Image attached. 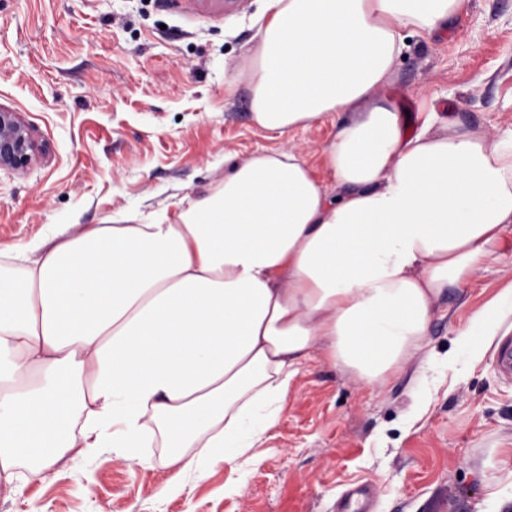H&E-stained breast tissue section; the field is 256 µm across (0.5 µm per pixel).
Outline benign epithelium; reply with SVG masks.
Here are the masks:
<instances>
[{"label":"benign epithelium","instance_id":"benign-epithelium-1","mask_svg":"<svg viewBox=\"0 0 512 512\" xmlns=\"http://www.w3.org/2000/svg\"><path fill=\"white\" fill-rule=\"evenodd\" d=\"M43 154L34 128L20 113L0 107V168L24 172Z\"/></svg>","mask_w":512,"mask_h":512}]
</instances>
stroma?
<instances>
[{
  "mask_svg": "<svg viewBox=\"0 0 512 512\" xmlns=\"http://www.w3.org/2000/svg\"><path fill=\"white\" fill-rule=\"evenodd\" d=\"M260 0H0V107L47 148L0 169V250L67 221L84 231L176 214L232 164L293 150L320 167L333 116L281 135L252 118L247 89ZM380 95L409 133L443 117L497 139L512 130V0H469L451 26L406 39ZM468 284L443 288L427 335L398 373L368 385L322 358L290 382L278 425L239 470L167 489L175 468L100 449L52 468L0 512H336L347 490L374 512H512V381L495 346L455 360L470 318L512 285V234Z\"/></svg>",
  "mask_w": 512,
  "mask_h": 512,
  "instance_id": "stroma-1",
  "label": "stroma"
}]
</instances>
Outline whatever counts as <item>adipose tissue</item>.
<instances>
[{
	"label": "adipose tissue",
	"instance_id": "obj_1",
	"mask_svg": "<svg viewBox=\"0 0 512 512\" xmlns=\"http://www.w3.org/2000/svg\"><path fill=\"white\" fill-rule=\"evenodd\" d=\"M467 0H264L248 80L272 133L341 117L323 150L343 193L293 152L234 165L176 220L57 224L0 252V494L66 455L170 449L178 478L239 468L277 426L314 352L371 384L425 336L443 286L512 232V132L487 140L428 115L407 136L378 99L407 32ZM512 287L469 322L472 357Z\"/></svg>",
	"mask_w": 512,
	"mask_h": 512
}]
</instances>
